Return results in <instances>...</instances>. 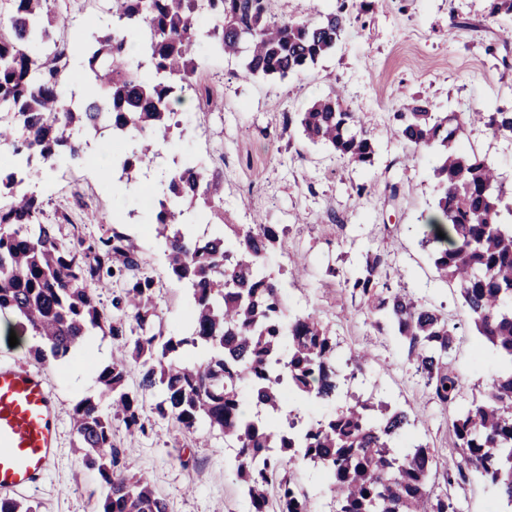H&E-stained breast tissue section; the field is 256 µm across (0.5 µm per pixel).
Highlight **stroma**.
<instances>
[{"mask_svg":"<svg viewBox=\"0 0 512 512\" xmlns=\"http://www.w3.org/2000/svg\"><path fill=\"white\" fill-rule=\"evenodd\" d=\"M361 20L348 23L335 49L285 78H243V57L205 53L204 68L174 138L178 161L202 162L224 183V213L231 223L255 218L284 232L268 258L269 272L283 286L290 313H314L329 323L339 355L369 350L370 368L355 391L400 406L417 423L407 440L437 448L444 458L456 451L448 414L431 400L423 379L406 365L394 336L378 330L354 310L339 280L363 264L368 251L387 252L404 283L419 300L443 306L458 323L453 361L465 398L478 395L498 365L496 352L471 328L455 288L442 282L421 246L422 215L437 199L434 156L412 153L396 136L389 115L411 95L427 98L434 111L456 113L467 128L461 148H475L512 186V146L492 139L471 112L512 107V20L487 15L488 0H372ZM506 46L494 60L488 46ZM210 98H203V91ZM335 95L363 119L377 146L373 168L348 165L320 145L303 141L297 130L283 132L282 115L301 112ZM411 192L391 204L388 180ZM366 183L370 193L357 196ZM44 223L61 227L64 240L97 242L108 227L134 237L142 247L141 271L155 280L158 314L177 335L193 305L186 288L166 270L161 240L152 222L156 205L118 178L103 181L93 165L60 161L44 173ZM336 276H329V269ZM120 345L96 333L85 354L70 353L45 366L59 397V454L47 480L23 494L39 512H96L103 487L87 469L73 427L74 404L99 393L98 372L111 365ZM158 392L144 393L143 430L127 432L112 423V442L129 474H146L166 500L169 512H247L248 502L233 468L234 449L219 432L199 427L182 431L154 411Z\"/></svg>","mask_w":512,"mask_h":512,"instance_id":"stroma-1","label":"stroma"}]
</instances>
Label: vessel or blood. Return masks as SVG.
Listing matches in <instances>:
<instances>
[{
    "instance_id": "1",
    "label": "vessel or blood",
    "mask_w": 512,
    "mask_h": 512,
    "mask_svg": "<svg viewBox=\"0 0 512 512\" xmlns=\"http://www.w3.org/2000/svg\"><path fill=\"white\" fill-rule=\"evenodd\" d=\"M59 417L47 374L0 361V491L44 481L59 453Z\"/></svg>"
}]
</instances>
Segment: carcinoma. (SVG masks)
I'll use <instances>...</instances> for the list:
<instances>
[{"label": "carcinoma", "mask_w": 512, "mask_h": 512, "mask_svg": "<svg viewBox=\"0 0 512 512\" xmlns=\"http://www.w3.org/2000/svg\"><path fill=\"white\" fill-rule=\"evenodd\" d=\"M274 0H111L106 30L78 42L85 70L70 82L72 49L56 38L60 0H0V313L18 336H36L40 362L78 349L95 328L122 340L127 355L97 376L98 398L73 407L74 428L86 467L104 488L98 512H169L143 476L129 475L112 444L115 410L130 433L143 430L139 401L126 387L127 359L139 372V389L158 390L160 418L186 430H219L237 448V478L249 512H313L296 470L322 471L336 512H462L448 488L478 476L495 488L512 512V224L503 207L512 186L499 180L487 158L452 148L463 125L451 112L430 110L414 96L392 115L395 132L415 152L436 146L439 194L426 220L432 260L459 292L478 336L498 352L496 371L479 398L462 401V380L452 364L457 324L406 288L385 281L399 274L380 251L343 277L351 302L377 327L393 329L404 359L425 380L431 399L448 410L459 457L443 464L437 451L399 447L415 425L388 403L352 397L321 420L297 419L288 399L334 402L365 375L369 355L350 354L345 368L336 342L313 313L288 315L282 289L267 271L279 239L275 224H234L235 244L222 232L196 234L197 207L209 223L224 221L223 182L198 165L169 169L159 181L155 224L164 239L168 273L185 284L194 310L190 330L168 335L158 317L154 280L139 272L137 241L109 228L87 259L84 241L66 242L59 225L42 223L43 201L21 189L59 156L85 159L83 143L124 141L125 184L159 157V141L180 126L176 90L192 87L202 46L223 55L247 49L244 77H285L336 47L352 16L370 0H336L321 17L277 18ZM492 137L512 145V109L476 111ZM298 125L305 140L324 144L347 163L371 167L375 144L364 121L336 98L283 114L282 130ZM444 233L439 237L438 233ZM119 260L130 271L107 313L97 289L103 271ZM247 390L260 414L239 410Z\"/></svg>", "instance_id": "carcinoma-1"}]
</instances>
